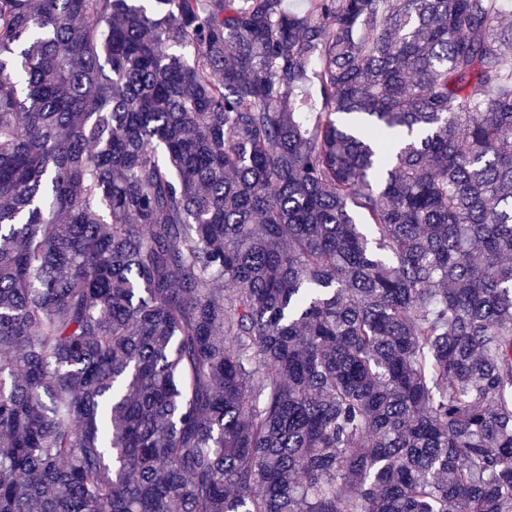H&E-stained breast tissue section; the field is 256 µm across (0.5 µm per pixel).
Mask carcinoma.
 Instances as JSON below:
<instances>
[{"instance_id": "cac0c4a2", "label": "carcinoma", "mask_w": 512, "mask_h": 512, "mask_svg": "<svg viewBox=\"0 0 512 512\" xmlns=\"http://www.w3.org/2000/svg\"><path fill=\"white\" fill-rule=\"evenodd\" d=\"M0 512H512L497 0H0Z\"/></svg>"}]
</instances>
